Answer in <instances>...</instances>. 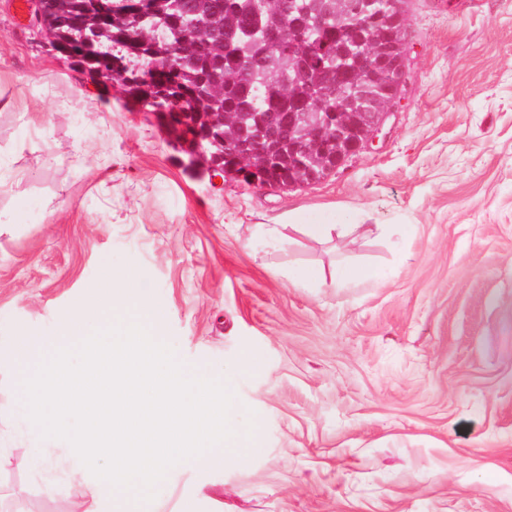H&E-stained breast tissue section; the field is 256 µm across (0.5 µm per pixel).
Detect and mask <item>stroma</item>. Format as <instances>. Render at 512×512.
<instances>
[{
    "mask_svg": "<svg viewBox=\"0 0 512 512\" xmlns=\"http://www.w3.org/2000/svg\"><path fill=\"white\" fill-rule=\"evenodd\" d=\"M452 2L405 0L406 78L375 142L273 189L215 180L0 0V348L132 269L179 359L259 419L257 450L175 465L143 512H512V0ZM326 208L356 232H264ZM345 263L386 277L291 278ZM39 445L0 367V505L92 507Z\"/></svg>",
    "mask_w": 512,
    "mask_h": 512,
    "instance_id": "stroma-1",
    "label": "stroma"
}]
</instances>
